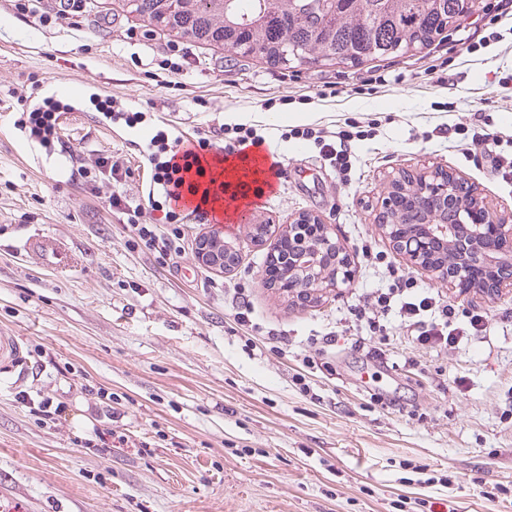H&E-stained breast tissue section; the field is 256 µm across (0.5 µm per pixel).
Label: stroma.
Listing matches in <instances>:
<instances>
[{"mask_svg": "<svg viewBox=\"0 0 512 512\" xmlns=\"http://www.w3.org/2000/svg\"><path fill=\"white\" fill-rule=\"evenodd\" d=\"M23 2L0 0V115L25 117L52 78L87 91L49 138L77 150L67 175L29 165L0 127V336L23 355L19 371L0 361V512H512V287L459 293L374 222L389 175L443 168L512 224V0H479L412 54L294 69L150 25L123 0H85L69 19L58 0L36 14ZM108 98L122 111L107 129ZM238 126L280 174L222 224L241 257L222 274L194 259L211 221L170 219L149 195L141 137L219 147ZM318 130L346 132V170ZM485 132L492 142L474 141ZM111 156L128 168L112 184L95 164ZM114 192L172 251L144 247L108 209ZM302 211L333 225L356 270L311 307L265 288L269 247L251 235ZM32 237L54 243L53 266L26 250ZM398 287L433 303L412 320H356ZM448 305L455 343H419ZM21 392L62 414L31 412ZM108 429L124 441L105 454Z\"/></svg>", "mask_w": 512, "mask_h": 512, "instance_id": "35a3bbf8", "label": "stroma"}]
</instances>
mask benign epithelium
Listing matches in <instances>:
<instances>
[{
  "label": "benign epithelium",
  "mask_w": 512,
  "mask_h": 512,
  "mask_svg": "<svg viewBox=\"0 0 512 512\" xmlns=\"http://www.w3.org/2000/svg\"><path fill=\"white\" fill-rule=\"evenodd\" d=\"M456 178L442 168L390 177L376 224L412 266L451 288L477 289L491 296L512 274V225L479 200L458 196ZM414 193L425 197L428 207L405 223L399 219L402 201ZM194 256L198 264L224 273L239 262L238 253L224 245L218 230L198 238ZM353 278L349 254L332 225L311 212L298 214L278 230L263 272L266 287L302 305L315 302L324 289L351 284Z\"/></svg>",
  "instance_id": "benign-epithelium-1"
}]
</instances>
